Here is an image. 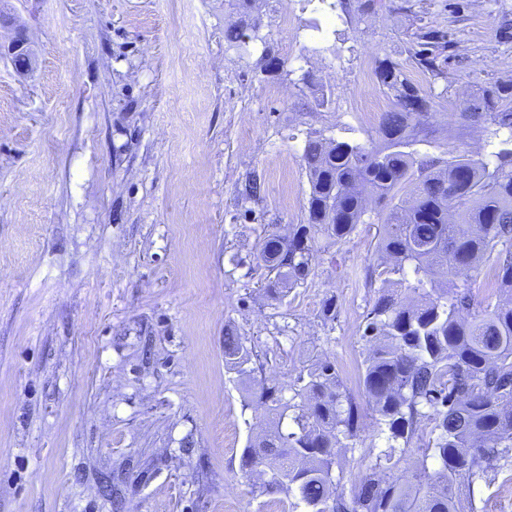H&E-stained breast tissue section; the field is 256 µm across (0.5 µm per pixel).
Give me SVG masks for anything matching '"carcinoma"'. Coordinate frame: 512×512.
<instances>
[{
  "mask_svg": "<svg viewBox=\"0 0 512 512\" xmlns=\"http://www.w3.org/2000/svg\"><path fill=\"white\" fill-rule=\"evenodd\" d=\"M447 44L446 35L427 31L414 56L439 77L436 60ZM377 77L396 99L381 117V142L307 137L308 223L269 235L259 255L276 298L309 275L316 235L339 243L369 223L360 187L384 204L382 289L363 333L372 343L360 378L364 401L322 359L299 372L289 399L261 386L246 407L263 411L269 427L244 448L241 467L264 476L260 494L291 492L303 512H475V488L491 484L498 459L512 452V147L496 152L492 167L478 153L418 156L411 146L432 100L393 63ZM506 91L482 88L459 117L512 130V111L501 108ZM483 267L502 297L495 304L468 286ZM404 282L415 301L397 293ZM252 356L225 327V366L250 380L261 369ZM366 410L387 431L388 446L347 491L336 449L358 437ZM415 447L423 459L411 474L401 464Z\"/></svg>",
  "mask_w": 512,
  "mask_h": 512,
  "instance_id": "1",
  "label": "carcinoma"
}]
</instances>
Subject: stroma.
<instances>
[{
    "label": "stroma",
    "instance_id": "stroma-1",
    "mask_svg": "<svg viewBox=\"0 0 512 512\" xmlns=\"http://www.w3.org/2000/svg\"><path fill=\"white\" fill-rule=\"evenodd\" d=\"M242 20L255 35L227 43ZM431 29L440 78L413 55ZM19 34L32 68L0 54V512H289L240 466L265 421L224 328L285 396L322 358L361 397L382 260L378 225L319 236L305 281L266 295L264 238L308 218L304 142L377 138L360 112L392 102L387 60L434 100L419 154L490 158L512 131L450 115L512 84V0H0V45ZM385 447L365 418L344 486ZM475 503L512 512V455ZM245 343L244 338L234 328L229 325L224 328V364L239 379L250 380L260 371L262 365L260 362L257 365L258 355L256 361L252 362V348H248Z\"/></svg>",
    "mask_w": 512,
    "mask_h": 512
}]
</instances>
